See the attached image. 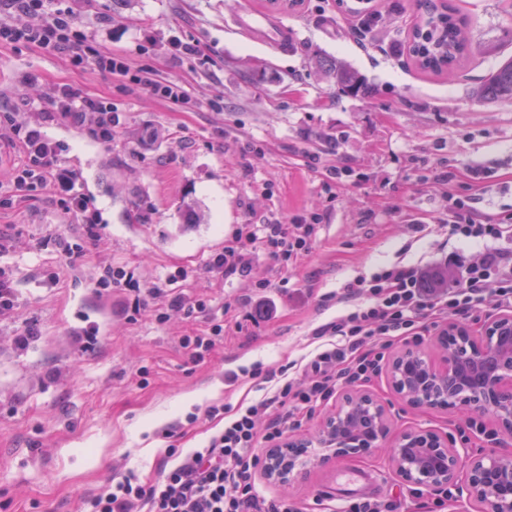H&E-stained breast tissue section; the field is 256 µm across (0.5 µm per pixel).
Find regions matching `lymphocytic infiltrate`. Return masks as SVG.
<instances>
[{
    "label": "lymphocytic infiltrate",
    "instance_id": "obj_1",
    "mask_svg": "<svg viewBox=\"0 0 512 512\" xmlns=\"http://www.w3.org/2000/svg\"><path fill=\"white\" fill-rule=\"evenodd\" d=\"M11 2V13L0 17L1 48L35 45L63 54L75 66L87 64L118 78L133 76L164 101L190 107L192 97L182 83L160 79L148 68L131 69L125 57L106 51L95 35L80 30L65 0ZM44 101L63 118L87 126L99 140L111 141L110 103L63 85L51 87ZM3 141L17 150L19 159L6 174L8 189L0 196V207L47 190L72 223L93 221L80 174L61 161L64 145L44 134L39 124L11 111L0 113ZM452 180L449 172L434 179L448 200L452 232L486 243L477 261L461 265L457 280L434 288L430 281L435 267L397 264L371 279L347 285L339 297L346 314L315 330L322 344L299 377L266 370L265 380L276 385L273 396L239 409L223 432L165 471L161 479L145 485L134 472H127L85 499L83 512H293L287 500L259 498L253 481L259 462L256 448L262 441L280 447L287 429L299 425L304 412L332 396L340 382L373 372L379 358L366 350L368 338L413 335L418 324L477 309L488 296L512 308V246L502 243L505 227L483 220L476 209L467 207L456 196ZM312 231L309 224L275 220L250 225L247 237L260 241L270 256L287 259L306 250Z\"/></svg>",
    "mask_w": 512,
    "mask_h": 512
}]
</instances>
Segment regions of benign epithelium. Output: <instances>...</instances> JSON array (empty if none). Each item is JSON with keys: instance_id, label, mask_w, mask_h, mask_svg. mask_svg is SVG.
<instances>
[{"instance_id": "7a95c632", "label": "benign epithelium", "mask_w": 512, "mask_h": 512, "mask_svg": "<svg viewBox=\"0 0 512 512\" xmlns=\"http://www.w3.org/2000/svg\"><path fill=\"white\" fill-rule=\"evenodd\" d=\"M442 349L439 365L414 348L399 352L390 365L395 394L419 404L474 410L493 414L505 435H512V315L489 319L481 331L459 321L446 322L435 336ZM369 409L366 426L349 431L345 423L355 404ZM389 430L385 404L370 396L343 397L336 412L317 433L303 441L293 453L289 445L272 448L262 463L270 481L286 483L300 473L319 445L324 454L318 461L358 457L376 450ZM398 475L405 481L439 487L461 482L479 512H512V453L492 451L470 459L465 473L459 472L460 452L448 440L424 430L410 431L390 451Z\"/></svg>"}]
</instances>
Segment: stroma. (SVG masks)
Returning a JSON list of instances; mask_svg holds the SVG:
<instances>
[{
    "label": "stroma",
    "mask_w": 512,
    "mask_h": 512,
    "mask_svg": "<svg viewBox=\"0 0 512 512\" xmlns=\"http://www.w3.org/2000/svg\"><path fill=\"white\" fill-rule=\"evenodd\" d=\"M465 21L469 49L451 69L421 70L408 43L421 12L416 0H73L78 24L98 32L132 68L149 67L185 85L195 104L173 106L132 79L76 67L38 47L0 48V109L55 85L111 102V142L54 112L31 120L66 147L65 165L91 186L100 222L72 224L42 195L0 211V256L18 306L0 318V512H77L82 500L132 471L159 478L168 445L190 452L224 428L207 406L230 408L271 395L244 376L305 361L312 334L344 314L332 296L349 282L402 262L477 258L438 224L446 201L427 184L443 170L465 205L512 218V103H482L474 88L512 58V0H448ZM197 44L180 61L169 36ZM350 66L371 88L352 95L320 74L316 57ZM320 215L307 251L271 258L246 243L249 273L212 277L210 256L246 224L300 223ZM425 229L413 232L410 219ZM79 248L68 257L65 246ZM130 272L136 288L96 295L108 267ZM175 277L174 293L208 303L192 319L157 320L137 291ZM268 302L269 316L257 315ZM224 343L191 363L180 340L210 324ZM93 325L96 343L75 334ZM32 331L26 347L14 336ZM396 339L368 379L337 386L287 436L313 434L347 393H370L388 409L389 433L374 456L307 470L279 485L255 472L269 500L299 512H349L369 498L394 512H476L455 486L402 481L389 450L410 430H429L466 453L512 451L490 413L415 407L393 392L388 363ZM239 372L237 382L224 380ZM195 423H186L188 414ZM173 439L162 432L177 419Z\"/></svg>",
    "instance_id": "obj_1"
}]
</instances>
